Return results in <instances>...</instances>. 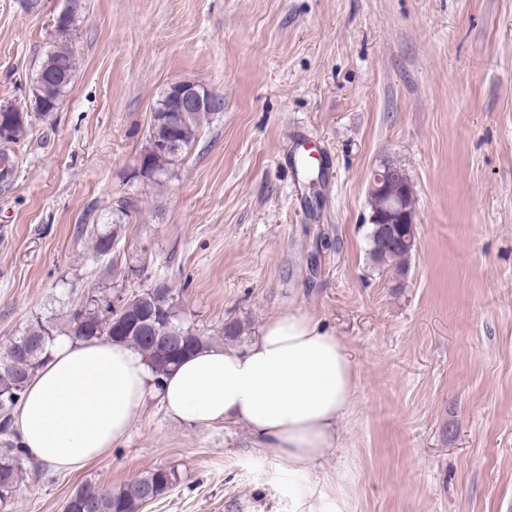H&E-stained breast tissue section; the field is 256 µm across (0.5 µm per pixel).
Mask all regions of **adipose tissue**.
Instances as JSON below:
<instances>
[{
	"mask_svg": "<svg viewBox=\"0 0 512 512\" xmlns=\"http://www.w3.org/2000/svg\"><path fill=\"white\" fill-rule=\"evenodd\" d=\"M355 387L344 341L321 319L288 312L249 345L200 347L160 380L131 346L58 337L13 422L28 457L74 472L126 437L153 392L171 418L244 426L304 472L343 447Z\"/></svg>",
	"mask_w": 512,
	"mask_h": 512,
	"instance_id": "1",
	"label": "adipose tissue"
}]
</instances>
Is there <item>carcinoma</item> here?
Returning <instances> with one entry per match:
<instances>
[{
	"mask_svg": "<svg viewBox=\"0 0 512 512\" xmlns=\"http://www.w3.org/2000/svg\"><path fill=\"white\" fill-rule=\"evenodd\" d=\"M77 71V57L65 34L54 39V48L41 62L36 82L48 87L44 99L46 117L58 110L68 93ZM168 93L151 114L146 132V146L141 151L142 165L138 176L156 184L172 173L179 156L197 139L201 122L207 112H170ZM32 128V113L16 112L14 106L0 105V143L17 144L25 140ZM170 142L158 146L157 139ZM80 234L87 237L92 259L98 263L103 278L119 272L118 263L111 260L118 241L116 228L99 229L96 224H84ZM370 256L382 267H391L399 274L405 272L411 250L379 242L376 225H370ZM163 292L154 295L148 289L114 290L106 294L93 290L73 301L68 314L65 335L74 340L106 339L137 349L157 378L165 376L191 351L208 344L199 329L187 324L179 314L173 287L162 283ZM173 329L183 336V346L173 357L158 348L152 336L156 327ZM57 337L56 327L50 321H35L18 336L0 345V433L11 430L12 413L22 398L26 385L42 366L49 346ZM27 458L19 442L6 441L0 448V503L10 500L22 481L24 468L21 460ZM178 481L172 468L153 467L114 489L97 482H85L67 499L63 512H140L141 490L156 489L160 497L166 495Z\"/></svg>",
	"mask_w": 512,
	"mask_h": 512,
	"instance_id": "cac0c4a2",
	"label": "carcinoma"
}]
</instances>
